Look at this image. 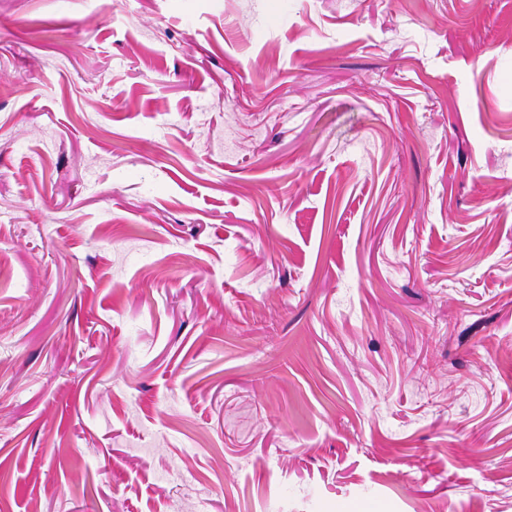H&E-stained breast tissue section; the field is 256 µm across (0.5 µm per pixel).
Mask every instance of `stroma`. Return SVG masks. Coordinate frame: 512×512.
I'll use <instances>...</instances> for the list:
<instances>
[{
    "label": "stroma",
    "mask_w": 512,
    "mask_h": 512,
    "mask_svg": "<svg viewBox=\"0 0 512 512\" xmlns=\"http://www.w3.org/2000/svg\"><path fill=\"white\" fill-rule=\"evenodd\" d=\"M0 512H512V0H0Z\"/></svg>",
    "instance_id": "obj_1"
}]
</instances>
